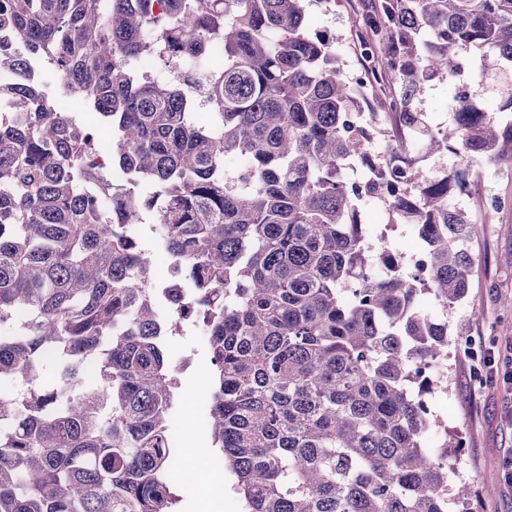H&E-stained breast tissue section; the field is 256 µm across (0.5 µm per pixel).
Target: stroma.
<instances>
[{"instance_id": "stroma-1", "label": "stroma", "mask_w": 512, "mask_h": 512, "mask_svg": "<svg viewBox=\"0 0 512 512\" xmlns=\"http://www.w3.org/2000/svg\"><path fill=\"white\" fill-rule=\"evenodd\" d=\"M304 7L310 31L335 36L344 73L355 77L362 68L354 36L362 22L359 0H305ZM509 82L512 71L495 69L481 83L471 82L465 75L455 84L436 79L426 84L416 105L432 126L447 125L453 120L455 94L463 85L480 108L512 125V112L499 109L500 89ZM500 198L512 201V148L496 162L482 164L475 183L453 200L454 205L471 211L481 225V234L472 245L477 274L466 297L448 309L432 297L420 299L423 311L447 324L449 330L462 325L468 332L466 342L449 347L444 383L426 399L438 427L425 436L423 445L433 451L444 437L462 439L461 454L449 462L448 482L469 486L474 512H512V489L502 480L503 463L512 457V388L503 385L501 374L480 364L482 357L492 352L500 365L512 367V311L502 304L503 298L512 297V204L488 210L481 206L482 200ZM362 210L369 242L382 238L394 251L413 255L419 242L410 226L389 223L380 201L364 199ZM199 339L195 329L164 339L170 358L191 362L176 399L182 410L176 455L183 468L203 472L205 480L223 482L224 495L216 512H243L234 478L225 471L219 450L212 448L202 416L208 391L200 387L199 379L209 373L210 362Z\"/></svg>"}]
</instances>
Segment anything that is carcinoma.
I'll list each match as a JSON object with an SVG mask.
<instances>
[{"instance_id": "cac0c4a2", "label": "carcinoma", "mask_w": 512, "mask_h": 512, "mask_svg": "<svg viewBox=\"0 0 512 512\" xmlns=\"http://www.w3.org/2000/svg\"><path fill=\"white\" fill-rule=\"evenodd\" d=\"M302 2L0 0V28L26 48L17 65L44 61L112 129L102 211L78 184L102 178L100 126L39 107L37 83L0 114V512H175L163 336L196 322L211 442L244 512H448V497L469 499L468 485L448 487L458 443L422 445L425 396L441 386L428 368L467 335L449 339L417 300L450 308L468 293L480 225L450 200L512 129L457 97L434 131L415 102L458 74L463 52L476 83L512 65V0L366 5L354 81ZM188 53L191 68L164 79L142 68ZM387 84L398 146L380 160L367 100ZM411 133L457 163L407 191ZM356 166L365 181L347 179ZM365 197L416 232L415 273L384 239L367 242ZM149 214L196 288L191 322L155 308L152 260L124 231Z\"/></svg>"}]
</instances>
